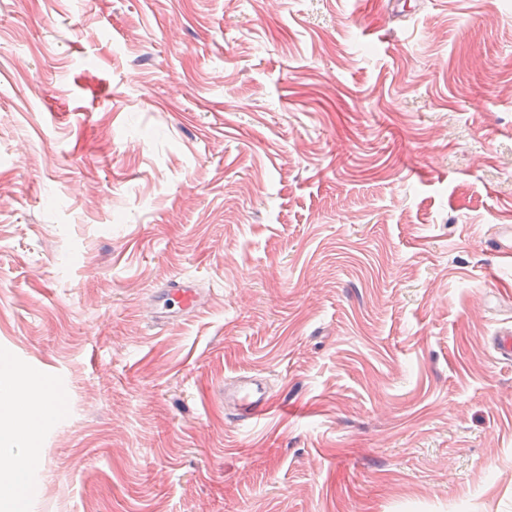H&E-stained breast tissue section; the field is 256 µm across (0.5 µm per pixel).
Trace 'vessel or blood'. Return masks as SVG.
Wrapping results in <instances>:
<instances>
[{"label": "vessel or blood", "instance_id": "1", "mask_svg": "<svg viewBox=\"0 0 512 512\" xmlns=\"http://www.w3.org/2000/svg\"><path fill=\"white\" fill-rule=\"evenodd\" d=\"M204 305L205 297L193 281L173 278L158 292L152 319L158 323L170 317L196 313ZM222 396L232 420L249 425L266 419L277 406L265 380L255 374L236 376L225 384Z\"/></svg>", "mask_w": 512, "mask_h": 512}]
</instances>
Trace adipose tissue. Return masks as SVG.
I'll return each instance as SVG.
<instances>
[{
    "mask_svg": "<svg viewBox=\"0 0 512 512\" xmlns=\"http://www.w3.org/2000/svg\"><path fill=\"white\" fill-rule=\"evenodd\" d=\"M28 371L18 369L8 363L0 362V452L9 453L16 441V433L4 429L3 424L16 415H23L28 432L35 430L51 417L48 405L54 393L50 387H40L32 398H23L21 384L28 380Z\"/></svg>",
    "mask_w": 512,
    "mask_h": 512,
    "instance_id": "obj_1",
    "label": "adipose tissue"
}]
</instances>
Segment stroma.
<instances>
[{
    "label": "stroma",
    "mask_w": 512,
    "mask_h": 512,
    "mask_svg": "<svg viewBox=\"0 0 512 512\" xmlns=\"http://www.w3.org/2000/svg\"><path fill=\"white\" fill-rule=\"evenodd\" d=\"M410 2L0 0L29 512H512V0ZM205 305V296L191 280L172 278L157 293L152 312L154 323L174 316L197 313ZM230 411L232 421L257 424L266 419L277 407L265 380L255 374H241L224 384L222 399Z\"/></svg>",
    "instance_id": "stroma-1"
}]
</instances>
